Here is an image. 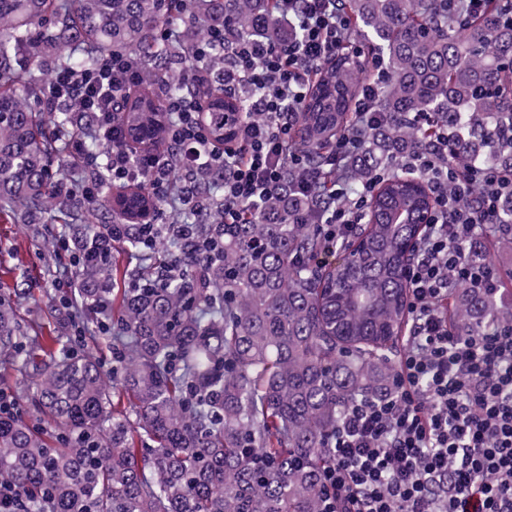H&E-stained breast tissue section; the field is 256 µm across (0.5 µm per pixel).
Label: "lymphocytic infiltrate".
<instances>
[{
	"mask_svg": "<svg viewBox=\"0 0 512 512\" xmlns=\"http://www.w3.org/2000/svg\"><path fill=\"white\" fill-rule=\"evenodd\" d=\"M277 5L298 34L280 48L242 38L227 48L224 80L234 83L248 109L220 145L208 140L197 100L179 98L162 101L170 119L164 143L141 148L125 140L112 111L142 83L133 54L105 56L92 72L55 71L45 111L65 99L94 113L109 151L103 182L90 176L94 160L83 142L73 141L71 165L87 173L73 189L89 202L107 184L145 189L157 206L140 225L144 248L154 249L165 228L170 198L203 208L194 185L203 167L224 170L220 211L226 224L244 223L246 209L281 189L292 165L301 169L293 194L315 197L326 172L305 164L296 146V116L312 76L336 54L352 50V28L340 0ZM437 143L433 151L401 161L407 172L428 175L437 206L406 269L410 327L393 393L345 410L330 438L324 512H512V328L491 326L461 338L448 314L456 283L495 285L490 263H469L466 248L501 232L497 203L512 193V175L476 165L455 174L447 135H438ZM476 187L482 206H460V197ZM372 188L369 182L352 189L333 184L334 207L315 215L324 253L354 235Z\"/></svg>",
	"mask_w": 512,
	"mask_h": 512,
	"instance_id": "f902f5d3",
	"label": "lymphocytic infiltrate"
}]
</instances>
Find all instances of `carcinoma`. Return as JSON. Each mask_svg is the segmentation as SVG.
I'll list each match as a JSON object with an SVG mask.
<instances>
[{
  "label": "carcinoma",
  "mask_w": 512,
  "mask_h": 512,
  "mask_svg": "<svg viewBox=\"0 0 512 512\" xmlns=\"http://www.w3.org/2000/svg\"><path fill=\"white\" fill-rule=\"evenodd\" d=\"M0 0V220L33 235L55 226L80 256L112 250L105 224L52 173L79 138L100 146L94 118L64 108L45 125L42 100L54 67L94 71L109 53L132 51L143 84L189 97L186 70L198 50L215 80L225 53L209 44L229 30L275 44L292 39L276 0ZM359 54L324 65L298 116V146L320 166L352 128L363 76L384 72L381 124L360 134L343 175L374 181L354 239L340 258L317 264L320 200L278 190L247 224L194 225L198 240L224 243L210 255L176 237L163 252L181 259L162 285L159 269L118 275L112 263L76 264L75 288L58 287L43 266L46 303L59 311L44 331L0 298V369L28 381L0 410V484L18 493V512H322L329 437L344 409L391 390L394 353L408 323L406 265L419 236L415 215L435 206L423 173L397 169L433 150L448 126V163L512 171V0H344ZM195 27L192 41L167 45L170 22ZM245 103L211 98L204 130L224 141L226 112ZM124 134L160 143L165 123L149 96L115 111ZM393 167L384 174L382 169ZM142 192L107 193L120 208L125 247L135 236ZM123 279L124 287H114ZM499 288L452 292L457 335L489 323L512 326ZM112 337L107 373L93 348Z\"/></svg>",
  "instance_id": "cac0c4a2"
}]
</instances>
